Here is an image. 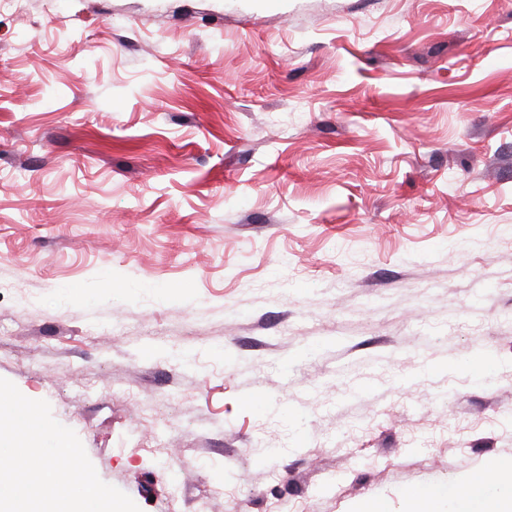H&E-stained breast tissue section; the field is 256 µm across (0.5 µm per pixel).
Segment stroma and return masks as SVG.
Returning a JSON list of instances; mask_svg holds the SVG:
<instances>
[{
	"label": "stroma",
	"instance_id": "1",
	"mask_svg": "<svg viewBox=\"0 0 512 512\" xmlns=\"http://www.w3.org/2000/svg\"><path fill=\"white\" fill-rule=\"evenodd\" d=\"M0 378L141 512L512 463V0H0Z\"/></svg>",
	"mask_w": 512,
	"mask_h": 512
}]
</instances>
